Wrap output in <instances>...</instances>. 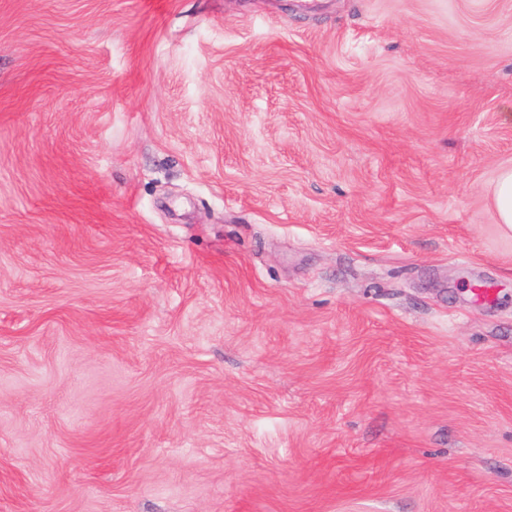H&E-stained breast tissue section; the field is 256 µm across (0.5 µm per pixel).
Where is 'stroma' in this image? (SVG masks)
Returning a JSON list of instances; mask_svg holds the SVG:
<instances>
[{"mask_svg":"<svg viewBox=\"0 0 512 512\" xmlns=\"http://www.w3.org/2000/svg\"><path fill=\"white\" fill-rule=\"evenodd\" d=\"M506 166L512 0H0V512H512ZM493 203L501 230L512 233V168H503L497 175L493 189Z\"/></svg>","mask_w":512,"mask_h":512,"instance_id":"1","label":"stroma"}]
</instances>
